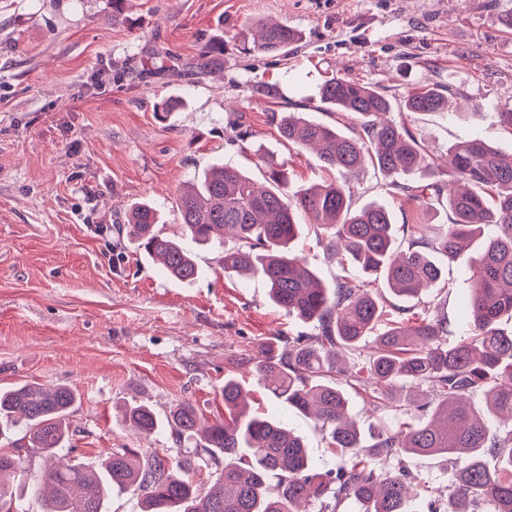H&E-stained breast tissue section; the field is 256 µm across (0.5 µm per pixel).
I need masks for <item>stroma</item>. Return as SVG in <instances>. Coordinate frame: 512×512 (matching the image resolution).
Returning a JSON list of instances; mask_svg holds the SVG:
<instances>
[{
    "label": "stroma",
    "mask_w": 512,
    "mask_h": 512,
    "mask_svg": "<svg viewBox=\"0 0 512 512\" xmlns=\"http://www.w3.org/2000/svg\"><path fill=\"white\" fill-rule=\"evenodd\" d=\"M287 22L301 35L287 54H240L257 20ZM223 40L221 77L188 79L203 46ZM333 75L367 84L391 103V119L442 157L478 137L512 150V0H129L124 22L111 0H0V388L63 384L80 399L69 416L76 458L100 462L115 448L166 449L167 429L148 437L125 426L120 406L158 415L190 401L204 421L224 412L219 390L242 354L271 338L306 336L305 323L272 305L265 282L225 275L214 250L194 248L202 270L190 283L163 275L117 233L128 207L151 202L163 230L181 234L179 188L214 163L265 182L264 156L285 164L290 189L338 176L289 145L278 121L289 112L346 128L349 114L324 111L320 84ZM442 88L448 111L411 113L412 87ZM275 85L266 95L261 87ZM167 99L184 111L160 119ZM355 206L387 202L395 224H444L446 203L406 202L372 167L349 176ZM297 253L325 283L356 277L328 260L325 240L301 217ZM468 254L445 262L423 306L461 332ZM253 407L301 434L314 462L336 470L326 432L287 411L249 374ZM346 398L364 443L396 425ZM411 476L432 495L412 504L448 506L454 456L412 455Z\"/></svg>",
    "instance_id": "1"
}]
</instances>
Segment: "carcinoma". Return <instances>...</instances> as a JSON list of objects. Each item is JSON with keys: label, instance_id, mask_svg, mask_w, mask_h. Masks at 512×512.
<instances>
[{"label": "carcinoma", "instance_id": "carcinoma-1", "mask_svg": "<svg viewBox=\"0 0 512 512\" xmlns=\"http://www.w3.org/2000/svg\"><path fill=\"white\" fill-rule=\"evenodd\" d=\"M256 27L258 35L241 52L283 54L298 38L286 23ZM222 54L223 41L205 45L198 72H213V60ZM320 100L330 110L356 115L359 131L348 135L290 112L281 118L280 136L315 151L324 167L344 177L368 163L385 178L422 177L426 183L408 195L422 207L445 192L434 181L435 160L422 140L386 118L391 104L385 96L352 78L332 77L321 85ZM404 106L409 112H444L448 97L424 85L409 92ZM448 163L464 183L447 191L450 222L439 228L405 224L402 242L386 204L373 200L352 208L345 181L290 195L285 170L272 159L265 185L225 163L178 197L186 236L197 245L222 248L225 274L263 279L274 305L313 324L309 336L257 345L245 365L272 398L330 431L329 448L341 462L336 473L320 471L301 436L284 421L250 411L244 387L231 375L220 389L224 416L203 427L195 406L179 401L165 418L177 444L201 449L198 459L215 467L200 482L190 475L191 459L155 450L115 448L97 471L84 462H65L59 454L68 448L67 419L77 392L30 384L0 389V436L22 425L30 451L53 461L32 478L33 487L43 489V512H106L114 489L142 497L144 512H310L314 504L322 505L319 512H337L347 500L359 504L360 512H409L407 503L425 492L403 466L411 454L458 457L445 512H475L478 503L488 505L487 512H512V328L501 327L503 319L512 320V153L472 138L448 149ZM300 213L323 230L330 258L350 262L363 279L320 282L290 248L300 232ZM159 224L156 206L136 203L123 231L168 276L195 280L194 255ZM490 225L496 232L486 237ZM228 234L236 237L230 247L224 242ZM480 237V250L468 264L467 329L457 340L448 341V318L430 309L417 315L387 301L388 293L410 300L435 286L442 277L435 256L453 260ZM400 381L432 389L438 403L431 419L417 418L422 407L404 408L396 429L381 432L373 445L363 444L342 385L385 410ZM478 391L504 428L490 429L470 405ZM123 421L147 435L159 427L152 408L142 403L126 405ZM487 452L499 458L493 471L484 462ZM383 458L397 468L379 469L376 461ZM25 466L17 449L0 448V512H14L5 478Z\"/></svg>", "mask_w": 512, "mask_h": 512}]
</instances>
